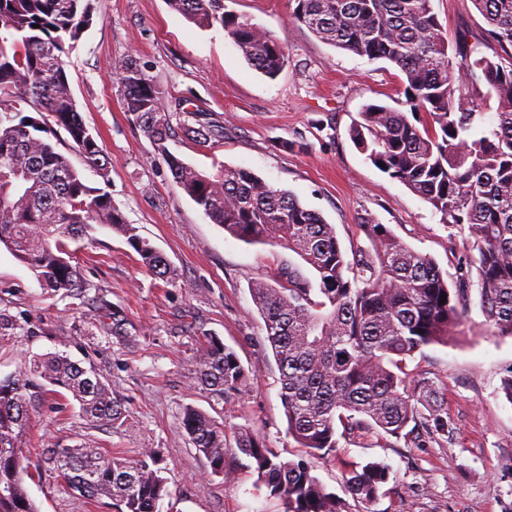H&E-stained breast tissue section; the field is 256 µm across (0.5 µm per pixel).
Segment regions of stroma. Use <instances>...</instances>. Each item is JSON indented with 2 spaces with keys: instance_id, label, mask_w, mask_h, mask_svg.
<instances>
[{
  "instance_id": "obj_1",
  "label": "stroma",
  "mask_w": 512,
  "mask_h": 512,
  "mask_svg": "<svg viewBox=\"0 0 512 512\" xmlns=\"http://www.w3.org/2000/svg\"><path fill=\"white\" fill-rule=\"evenodd\" d=\"M94 18L67 59L70 88L88 130L109 159L106 174L73 151L65 131L53 142L91 187H104L126 217L167 258L173 278L162 281L142 266L125 239L99 229L70 243L90 296L121 308L133 329L119 340L104 335L83 300L44 290L33 272L0 248V310L30 331L0 341V378L24 370L32 356L61 353L94 367L126 410L116 428L94 426L69 397L39 389L23 447L25 487L39 512H114L110 499L89 504L68 490L44 463L56 442L83 443L134 460L156 452L168 479L162 512H284L279 498L256 488L249 458L236 447L247 432L278 459L303 457L289 437L279 371L253 302V281L292 267L313 271L279 246L248 244L213 224L178 187L162 152L126 112L112 65L135 57L168 91L169 103L188 99L187 126L222 125L224 137L195 145L183 133L167 151L197 169L245 167L290 191L333 224L344 249H367L362 227L382 224L403 244L429 256L448 282L475 251L467 230L441 223L439 214L403 184L379 171L352 144L348 129L362 105L393 104L402 75L330 46L292 18V0H225L229 11L271 31L288 49L280 74L252 69L226 32L201 29L166 0H92ZM449 45L469 43L476 54L501 55L472 0H432ZM469 318L445 345L407 359L412 380L434 382L453 423L449 436L396 439L374 430L340 439L335 456L311 458L312 473L336 493L345 512H512V402L501 379L512 369V338L483 324L478 293ZM232 349L248 377L240 393L218 404L198 381L203 334ZM223 420L225 471L213 473L182 428L187 406ZM383 461L392 473L378 500L366 504L347 492L356 464Z\"/></svg>"
}]
</instances>
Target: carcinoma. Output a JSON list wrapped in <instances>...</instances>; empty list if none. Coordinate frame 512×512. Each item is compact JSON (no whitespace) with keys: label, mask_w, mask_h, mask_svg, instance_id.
<instances>
[{"label":"carcinoma","mask_w":512,"mask_h":512,"mask_svg":"<svg viewBox=\"0 0 512 512\" xmlns=\"http://www.w3.org/2000/svg\"><path fill=\"white\" fill-rule=\"evenodd\" d=\"M292 18L316 38L369 60H385L402 74L400 107L364 105L348 134L353 145L390 178L430 204L444 224L467 229L478 256L479 305L484 324L512 337V0H473L488 35L508 55H473L468 44L448 54V38L432 0H293ZM201 29L215 26L231 37L247 63L273 79L287 60L269 31L224 8V0H168ZM91 0H0V246L54 292L77 296L86 287L67 241L96 228L123 236L143 267L171 276L166 257L137 234L108 192L88 186L56 150L49 130L32 116L15 117L30 101L64 130L89 165L107 171L108 160L87 129L73 98L63 55L92 24ZM125 110L160 150L174 134L168 92L149 79L136 59L114 62ZM482 79L496 99L495 122L485 127L473 98L461 87ZM200 146L224 137V127L204 123L185 129ZM175 185L213 224L248 244H276L297 254L317 276L318 287L298 270L284 268L276 284L251 285L276 361L288 435L309 456L329 457L338 438L368 427L399 438L414 424L448 434L439 392L418 381L409 390L406 360L423 348L446 344L467 315L470 279L455 287L434 261L397 241L382 224H364L372 250L348 254L333 225L288 191L244 167L208 173L168 153ZM446 302H441V295ZM93 326L128 336L127 319L98 297L89 309ZM39 377L56 394L68 393L82 417L115 427L124 418L121 399L91 367L65 355H36L23 371L0 379V512H38L24 486L22 440ZM199 380L218 402L247 380L236 353L215 336L206 338ZM183 429L224 473V422L190 406ZM238 450L251 459L256 485L280 498L285 512H343L304 458L283 461L255 436L240 434ZM45 463L87 502L106 497L115 512H160L168 479L154 451L137 460L113 457L92 446L47 449ZM390 465L352 467L347 491L362 502L383 493Z\"/></svg>","instance_id":"cac0c4a2"}]
</instances>
